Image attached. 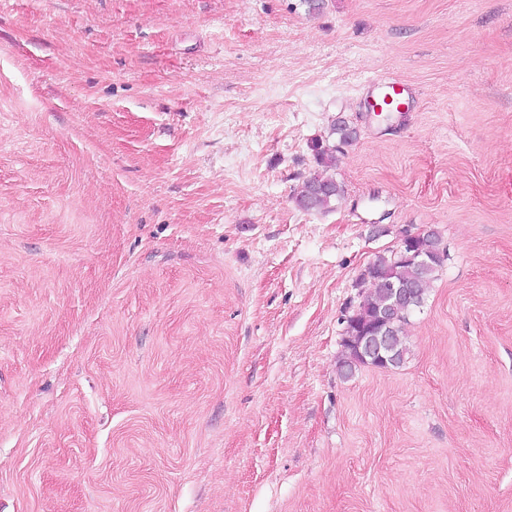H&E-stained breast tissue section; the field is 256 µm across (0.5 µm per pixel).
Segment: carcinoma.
I'll list each match as a JSON object with an SVG mask.
<instances>
[{
	"label": "carcinoma",
	"instance_id": "obj_1",
	"mask_svg": "<svg viewBox=\"0 0 512 512\" xmlns=\"http://www.w3.org/2000/svg\"><path fill=\"white\" fill-rule=\"evenodd\" d=\"M331 134L337 136L338 143L344 146L357 139V133L342 119L334 122ZM316 151L320 170L302 182L296 197L298 203L307 211L325 210L344 193L342 185L328 174V168L335 164L338 148L334 145H318ZM414 245L421 256L410 258L400 250L378 254L356 281L359 301L344 320L341 354L338 359L342 376L347 378L359 367L370 365V361L361 356L358 343L364 336L378 334L375 317L388 306L393 307V317L388 327L389 367L396 369L403 365L409 352L404 327L411 314L425 305L431 285L438 279L448 258L442 239L434 229L419 234L414 239ZM394 286L410 289L409 300L395 302L391 294Z\"/></svg>",
	"mask_w": 512,
	"mask_h": 512
}]
</instances>
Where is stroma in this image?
<instances>
[{"label": "stroma", "mask_w": 512, "mask_h": 512, "mask_svg": "<svg viewBox=\"0 0 512 512\" xmlns=\"http://www.w3.org/2000/svg\"><path fill=\"white\" fill-rule=\"evenodd\" d=\"M429 228L404 364L342 377ZM0 512H512V0H0ZM377 88L379 92L377 98L379 102L375 101L382 109L387 107H395L396 110L401 106V96L406 91V85L396 79L391 80H380L377 82ZM316 151V161L322 169L315 171L302 182L296 197L298 203L307 211L328 209L330 204L344 193L342 185L327 173L328 168L336 161V144L326 147L318 144ZM414 235L402 238L399 249L405 250L411 245ZM415 248L422 256L407 257L402 251H391L390 254H378L369 263L366 270L356 281L355 288L359 289L358 304L343 321L341 339V354L338 367L342 376L353 375L361 366H375L371 361L386 363V336H373L378 333V323L375 317L379 311L393 306V317L388 327L390 354L388 368H399L403 365L409 352L404 327L411 314L423 308L432 283L438 279L440 270L448 258L439 233L434 229L426 230L414 239ZM397 299L408 296L409 300L395 303L391 294ZM362 336H369L361 344L362 354L371 361L363 359L358 343ZM376 367V366H375Z\"/></svg>", "instance_id": "1"}]
</instances>
